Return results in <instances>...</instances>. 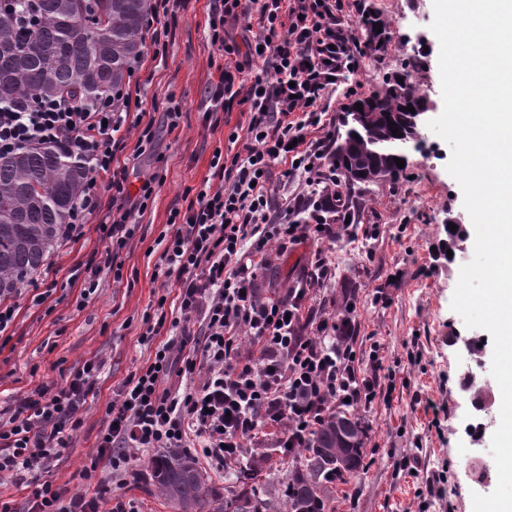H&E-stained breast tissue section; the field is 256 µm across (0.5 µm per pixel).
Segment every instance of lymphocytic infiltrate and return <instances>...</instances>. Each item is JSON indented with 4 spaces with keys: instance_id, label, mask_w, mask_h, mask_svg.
I'll return each mask as SVG.
<instances>
[{
    "instance_id": "lymphocytic-infiltrate-1",
    "label": "lymphocytic infiltrate",
    "mask_w": 512,
    "mask_h": 512,
    "mask_svg": "<svg viewBox=\"0 0 512 512\" xmlns=\"http://www.w3.org/2000/svg\"><path fill=\"white\" fill-rule=\"evenodd\" d=\"M340 9L339 0H210L208 37L224 64L208 89V109L245 108L244 133L229 136L242 148L214 153L213 181H202L187 206L170 214L156 271L176 294L160 296L144 319L141 340L154 345V359L108 406L96 453L78 473L87 492L70 493L49 473L82 426L100 361L70 368L55 389L35 386L0 423V473L30 487L26 512H100L107 491L102 472L122 475L135 451L192 448L217 466L234 465L262 430L278 435L281 446L301 448L328 416L370 407L377 397L390 400L395 365L375 348L359 359L350 322L324 314L318 294L336 275L325 250L316 251L304 280L284 296H264L258 283L270 247L283 251L311 237L333 242L354 230L329 218L344 183L330 154L333 134L325 129L322 100L369 51L357 28L341 21ZM252 14L258 31L238 43L232 31ZM120 97L117 109L108 95L89 107L67 94L0 107V152L54 143L87 170L63 233L64 240L79 239L91 216L101 217L104 254L70 276L81 282L85 300L104 270L119 273L118 258L138 229L134 216L164 181L154 172L130 196L120 163L126 134L138 130L136 150L144 152L153 143V123L141 99L127 90ZM316 129L322 137L310 139ZM278 163L282 181L304 178L307 194L277 200ZM102 173L110 177L107 208ZM199 318L200 335L190 330Z\"/></svg>"
}]
</instances>
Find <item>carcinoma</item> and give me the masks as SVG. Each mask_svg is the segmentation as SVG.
Returning a JSON list of instances; mask_svg holds the SVG:
<instances>
[{
	"instance_id": "carcinoma-1",
	"label": "carcinoma",
	"mask_w": 512,
	"mask_h": 512,
	"mask_svg": "<svg viewBox=\"0 0 512 512\" xmlns=\"http://www.w3.org/2000/svg\"><path fill=\"white\" fill-rule=\"evenodd\" d=\"M150 8L151 0H11L0 23V106L64 92L92 103L122 90L142 56ZM360 24L378 52L388 37L372 6L363 7ZM410 77L405 69L387 77L382 89L358 99L363 110L344 112L332 156L349 181L394 183L403 173L395 158L420 148L407 107L423 99L410 91ZM85 178V168L48 144L0 155V299L13 297L54 251ZM367 431L355 410L328 417L297 449L304 470L276 494L228 489L220 497L182 448L153 460L152 482L172 512H334L327 484L364 466Z\"/></svg>"
}]
</instances>
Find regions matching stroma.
Instances as JSON below:
<instances>
[{"label":"stroma","mask_w":512,"mask_h":512,"mask_svg":"<svg viewBox=\"0 0 512 512\" xmlns=\"http://www.w3.org/2000/svg\"><path fill=\"white\" fill-rule=\"evenodd\" d=\"M373 2L390 25L391 40L385 52L362 60L358 77H345L325 97L327 112L346 111L356 98L349 90L354 80H361L366 91L380 89L386 73L416 58L422 67L414 71L413 79L433 114H441L439 42L429 28L433 0ZM167 23L169 35L162 55L144 47L135 76L136 92L154 119L153 147L137 153L139 132L134 129L124 151L129 192H136L142 180L157 170L163 171L165 181L121 253V282H114L111 272H103L96 293L85 301L80 287L67 286L75 263L105 250L98 222L90 220L83 239L60 243L47 260L61 288L40 302L27 289L15 296L10 339L0 343V416L6 418L36 383L56 387L70 366L90 358L102 361L97 397L52 470L55 484L76 492L81 489L78 473L96 452L108 405L124 382L154 357L153 348L140 344L139 334L144 314L162 292L154 271L161 253L157 241L168 229L170 212L183 206L187 190L211 178L214 152L228 150L229 134L247 123L246 113L237 109L217 113L211 122L204 119L205 90L223 62L208 39V0H183ZM421 35L426 38L422 44L417 41ZM174 105L181 114L173 129L168 109ZM422 138L421 149H407V166L398 183L348 185L347 202L358 210L359 223L370 230V237H342L328 245L336 280L324 298L327 313L339 314L345 295L354 294L357 311L351 320L356 350L369 353L376 342L386 359L400 363L391 401L375 400L360 412L368 426L371 464L351 474L348 484L332 486L336 512H418L416 490L421 482L397 470L401 458L411 454L433 469L448 465L445 498L453 512H473V494L491 493L497 484L490 453L499 425L498 384L490 373L493 346L486 341L487 331L466 327L451 308L460 270L474 256V227L463 206L461 187L447 171L448 144L428 129ZM449 216L464 225L465 234L452 256L443 257L437 249L448 238L444 221ZM312 250V244L303 243L276 254L272 265L259 274L262 288L283 293L294 287ZM379 290L386 295V303L375 302ZM469 338L484 340L480 357L465 350L463 342ZM467 373L487 390L484 411H475L473 392L461 387ZM416 391L448 399V417L440 428H430L422 406L413 405L411 396ZM470 452L484 461L482 482L471 476L466 458ZM268 459L275 461V474L282 480L304 465L301 455L283 456L272 435L260 436L244 450L245 464ZM112 495L135 512H170L153 492L149 462L143 458L131 460L124 481L113 482Z\"/></svg>","instance_id":"35a3bbf8"}]
</instances>
